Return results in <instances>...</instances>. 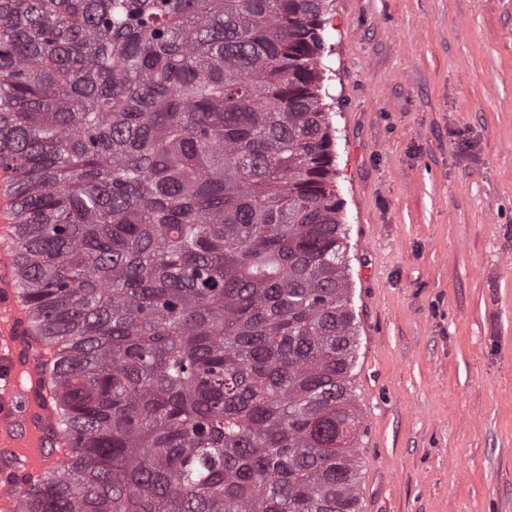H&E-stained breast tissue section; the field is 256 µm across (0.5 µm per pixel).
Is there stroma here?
Listing matches in <instances>:
<instances>
[{
    "mask_svg": "<svg viewBox=\"0 0 512 512\" xmlns=\"http://www.w3.org/2000/svg\"><path fill=\"white\" fill-rule=\"evenodd\" d=\"M361 512H512V0H331Z\"/></svg>",
    "mask_w": 512,
    "mask_h": 512,
    "instance_id": "stroma-1",
    "label": "stroma"
}]
</instances>
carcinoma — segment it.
<instances>
[{
    "mask_svg": "<svg viewBox=\"0 0 512 512\" xmlns=\"http://www.w3.org/2000/svg\"><path fill=\"white\" fill-rule=\"evenodd\" d=\"M327 8L0 0L10 247L76 457L22 512H360Z\"/></svg>",
    "mask_w": 512,
    "mask_h": 512,
    "instance_id": "cac0c4a2",
    "label": "carcinoma"
}]
</instances>
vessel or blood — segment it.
I'll return each mask as SVG.
<instances>
[{"instance_id":"obj_1","label":"vessel or blood","mask_w":512,"mask_h":512,"mask_svg":"<svg viewBox=\"0 0 512 512\" xmlns=\"http://www.w3.org/2000/svg\"><path fill=\"white\" fill-rule=\"evenodd\" d=\"M13 259L0 256V466L35 474L66 464L60 446L69 439L57 426L49 400L36 398L42 377L20 360L26 315L13 283ZM24 486L0 483V512H19Z\"/></svg>"}]
</instances>
